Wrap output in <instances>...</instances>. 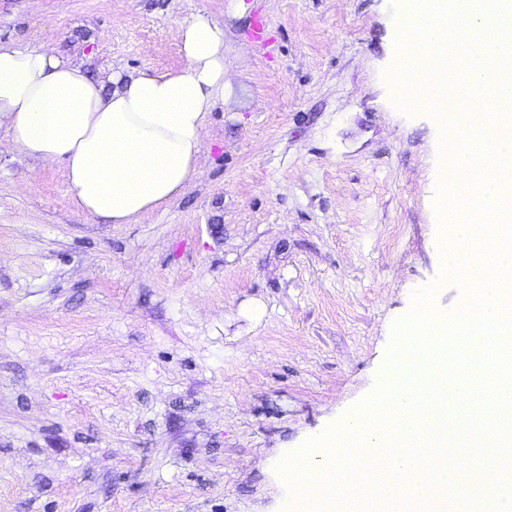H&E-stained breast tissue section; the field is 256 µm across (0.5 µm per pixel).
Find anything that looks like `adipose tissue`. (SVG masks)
Returning a JSON list of instances; mask_svg holds the SVG:
<instances>
[{
	"label": "adipose tissue",
	"instance_id": "adipose-tissue-1",
	"mask_svg": "<svg viewBox=\"0 0 512 512\" xmlns=\"http://www.w3.org/2000/svg\"><path fill=\"white\" fill-rule=\"evenodd\" d=\"M176 72L91 75L53 48L0 43V131L25 156L66 165L85 214L132 224L197 174L206 117L224 99V28L180 22Z\"/></svg>",
	"mask_w": 512,
	"mask_h": 512
}]
</instances>
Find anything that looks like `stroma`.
Listing matches in <instances>:
<instances>
[{"label": "stroma", "instance_id": "1", "mask_svg": "<svg viewBox=\"0 0 512 512\" xmlns=\"http://www.w3.org/2000/svg\"><path fill=\"white\" fill-rule=\"evenodd\" d=\"M197 14L224 100L166 207L83 214L0 132V512H286L263 461L374 391L416 292L465 296L438 280L439 127L386 78L392 0H0V42L176 71Z\"/></svg>", "mask_w": 512, "mask_h": 512}]
</instances>
